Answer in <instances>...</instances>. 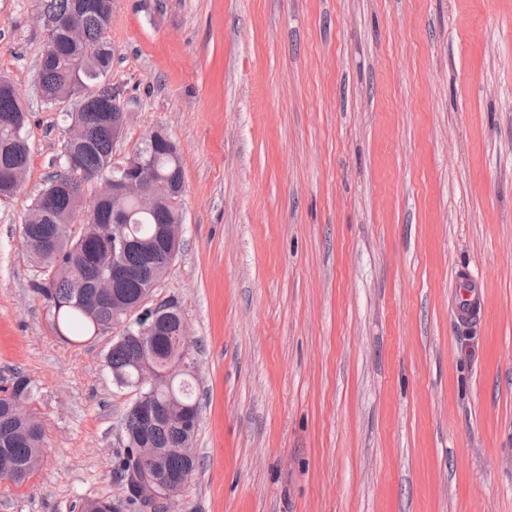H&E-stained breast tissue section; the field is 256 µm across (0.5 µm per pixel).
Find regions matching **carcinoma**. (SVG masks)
<instances>
[{
    "label": "carcinoma",
    "mask_w": 512,
    "mask_h": 512,
    "mask_svg": "<svg viewBox=\"0 0 512 512\" xmlns=\"http://www.w3.org/2000/svg\"><path fill=\"white\" fill-rule=\"evenodd\" d=\"M44 13L51 20L66 19L79 26L83 37L70 42L61 37L56 50L45 46L39 67V91L48 105L72 101L65 113L67 125L82 129V135L61 144V157L69 156L71 166L54 175L34 200L22 227L32 258L45 269V278L31 284L32 292L52 309L51 325L62 340L72 342L115 330L112 300L96 295L100 274L112 269V240L121 230L133 244L121 254L129 275L115 288V299L134 304L152 293L170 260L169 247L159 235L167 224H179L184 191L183 169L177 145L149 132L141 143L121 160L113 159L117 140L112 138V100L120 92L107 76L112 68V50L104 34L112 17V0H43ZM10 82L0 78V197L15 194L20 185L5 178L3 171L29 165L30 148L27 114L18 98L8 91ZM141 158L148 163L150 178L167 183L170 195L155 208L141 210L132 202L123 215L112 212V201L94 196L85 199L83 184L91 175L122 174L127 162ZM172 301L161 303L166 315L159 333L140 336L128 325L129 335H119L106 355L110 373H120L133 384L143 362L165 372L185 357L188 339L176 335L177 317L169 312ZM35 389L22 375L0 395V451L13 460L14 467L1 471L0 481L16 486L30 478L34 465L45 452L42 426L23 406L33 399ZM185 405V416L169 421L151 415L158 402L169 395ZM199 404L188 372L162 378L155 387L152 403L131 406L123 419V451L114 470L126 481L129 500L142 506L134 482L139 473L132 469L138 449L147 445L161 452L167 468L189 480L196 467L191 455Z\"/></svg>",
    "instance_id": "carcinoma-1"
}]
</instances>
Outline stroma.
Here are the masks:
<instances>
[{
    "instance_id": "stroma-1",
    "label": "stroma",
    "mask_w": 512,
    "mask_h": 512,
    "mask_svg": "<svg viewBox=\"0 0 512 512\" xmlns=\"http://www.w3.org/2000/svg\"><path fill=\"white\" fill-rule=\"evenodd\" d=\"M40 12L0 0L31 149L0 200V388L32 380L46 447L0 512H135L112 337L63 342L31 291L22 226L66 129L37 91ZM509 16L512 0H114V154L161 126L184 175L151 296L182 312L200 402L176 512H512ZM476 283L471 278L468 270L460 272L455 279L457 307L461 313L470 312L476 303Z\"/></svg>"
}]
</instances>
